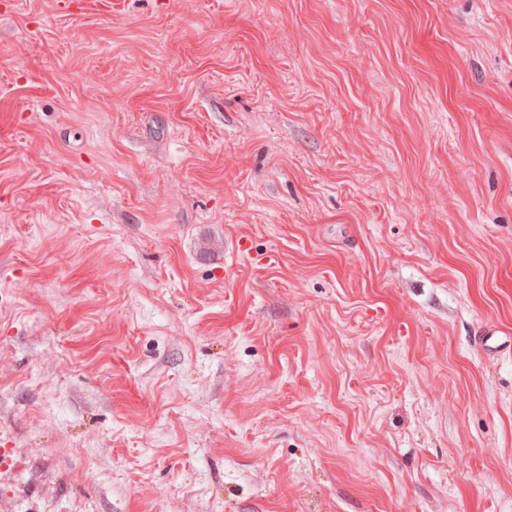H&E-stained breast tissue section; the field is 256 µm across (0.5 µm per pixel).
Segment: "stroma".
Listing matches in <instances>:
<instances>
[{
	"label": "stroma",
	"instance_id": "stroma-1",
	"mask_svg": "<svg viewBox=\"0 0 512 512\" xmlns=\"http://www.w3.org/2000/svg\"><path fill=\"white\" fill-rule=\"evenodd\" d=\"M0 0V512H512V0Z\"/></svg>",
	"mask_w": 512,
	"mask_h": 512
}]
</instances>
